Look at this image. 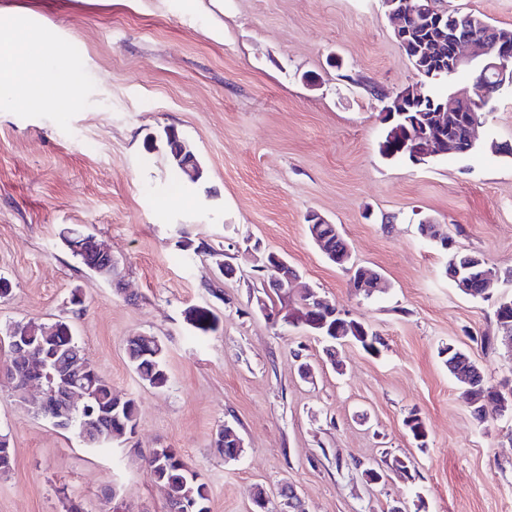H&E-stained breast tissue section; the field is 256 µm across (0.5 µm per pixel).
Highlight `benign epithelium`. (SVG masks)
I'll return each mask as SVG.
<instances>
[{"mask_svg":"<svg viewBox=\"0 0 512 512\" xmlns=\"http://www.w3.org/2000/svg\"><path fill=\"white\" fill-rule=\"evenodd\" d=\"M395 20L394 34L403 39L411 27L435 29L440 36L420 48L409 50V60L415 70L427 78L452 76L474 64L482 67L476 79L473 90L458 89L448 91V97L439 103L434 121L424 129L419 138L420 145L413 151V157L420 161L433 155V151L448 149V152L464 151L467 146L475 144L476 129L479 120L474 113L483 111L492 100L499 87L503 86L501 80L512 67V51L501 46L502 39L493 40L483 34L468 28H460L443 13L434 10L423 0H401L400 7L389 11ZM382 99L388 101L385 111L391 115L403 116L407 114V105L417 103L421 106L433 104V100L426 93L418 89H405L397 93H384ZM95 250L99 262L94 267L97 273L112 270V252L102 242L95 243ZM266 267L274 272L271 283L275 284L286 278L283 288L279 290L284 305L279 307L270 304L265 296L256 297V309L266 319L276 324L280 321L292 323L296 320L307 322V312L310 307L298 302V299L307 295L303 289H296L299 275L288 265L282 257L271 254ZM472 265L465 264L456 267L454 280L458 288L469 293H484L498 275L485 271L476 276L469 273ZM359 287L368 291L379 287L382 283L380 274L359 268L357 272ZM57 352L43 349L37 353L31 349V339L16 337L12 340V362L23 365L28 371V378L24 381V389L31 390L40 383L45 371L53 364ZM83 387L74 384L47 394L41 393L42 405L51 413L53 426L60 430L69 429L70 417L74 412L88 410L84 403Z\"/></svg>","mask_w":512,"mask_h":512,"instance_id":"7a95c632","label":"benign epithelium"}]
</instances>
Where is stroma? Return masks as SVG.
I'll use <instances>...</instances> for the list:
<instances>
[{
  "mask_svg": "<svg viewBox=\"0 0 512 512\" xmlns=\"http://www.w3.org/2000/svg\"><path fill=\"white\" fill-rule=\"evenodd\" d=\"M21 53L47 45L41 83L76 90L67 110L30 108L0 89V335L17 322H69L85 358L138 404L129 439L83 447L0 378V430L14 450L0 512H165L144 457L176 449L206 483L211 512H251L257 488L298 491V512H512V411L472 416L441 351L456 345L490 384L512 379L494 310L495 281L462 294L452 248L512 268V87L492 98L466 154L421 164L380 156L384 104L420 78L393 36L383 0H0ZM178 130L204 170L186 192L162 142ZM338 226L355 265L381 288L355 290L306 218ZM79 225L112 250L111 276L82 266L61 240ZM276 252L302 283L383 341L353 343L331 363L301 324L255 310ZM231 264L221 276L218 262ZM221 289L214 297L213 289ZM81 308H74L73 298ZM221 328L204 333L191 312ZM153 336L169 383L156 390L125 345ZM314 369L302 379L298 369ZM422 419L425 445L408 433ZM230 425L234 461L214 448ZM409 462L412 475L396 471ZM381 468L385 482L364 472Z\"/></svg>",
  "mask_w": 512,
  "mask_h": 512,
  "instance_id": "35a3bbf8",
  "label": "stroma"
}]
</instances>
